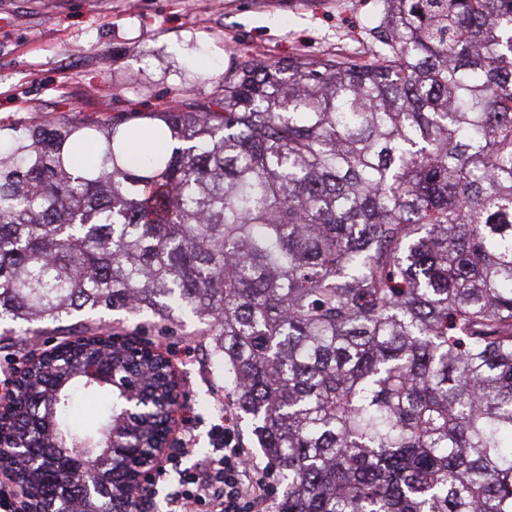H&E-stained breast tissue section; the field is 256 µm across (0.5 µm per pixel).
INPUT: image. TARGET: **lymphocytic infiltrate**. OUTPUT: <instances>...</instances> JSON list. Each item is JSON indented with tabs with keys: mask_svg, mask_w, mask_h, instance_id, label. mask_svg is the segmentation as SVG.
<instances>
[{
	"mask_svg": "<svg viewBox=\"0 0 512 512\" xmlns=\"http://www.w3.org/2000/svg\"><path fill=\"white\" fill-rule=\"evenodd\" d=\"M215 436V448L194 465L182 464L190 453L186 447L175 449L159 464V474L178 473L176 485L165 494L169 512H257L267 501L271 472L242 447L232 415H225Z\"/></svg>",
	"mask_w": 512,
	"mask_h": 512,
	"instance_id": "lymphocytic-infiltrate-1",
	"label": "lymphocytic infiltrate"
}]
</instances>
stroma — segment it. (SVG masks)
I'll list each match as a JSON object with an SVG mask.
<instances>
[{
    "label": "stroma",
    "mask_w": 512,
    "mask_h": 512,
    "mask_svg": "<svg viewBox=\"0 0 512 512\" xmlns=\"http://www.w3.org/2000/svg\"><path fill=\"white\" fill-rule=\"evenodd\" d=\"M374 0H0V123L27 113L49 119L161 112L181 97H207L252 56L284 62L360 49ZM77 331L144 334L182 376L179 414L191 417L196 457L234 394L211 365L192 316L161 335L150 317L84 315ZM193 346L192 357L182 350Z\"/></svg>",
    "instance_id": "1"
}]
</instances>
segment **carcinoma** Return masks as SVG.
Segmentation results:
<instances>
[{
    "instance_id": "cac0c4a2",
    "label": "carcinoma",
    "mask_w": 512,
    "mask_h": 512,
    "mask_svg": "<svg viewBox=\"0 0 512 512\" xmlns=\"http://www.w3.org/2000/svg\"><path fill=\"white\" fill-rule=\"evenodd\" d=\"M96 310L201 320L278 471L270 512H512V0H375L357 52L250 58L164 112L0 124V323L63 336L18 349L0 406L31 512H138L108 454L123 392L55 354Z\"/></svg>"
}]
</instances>
